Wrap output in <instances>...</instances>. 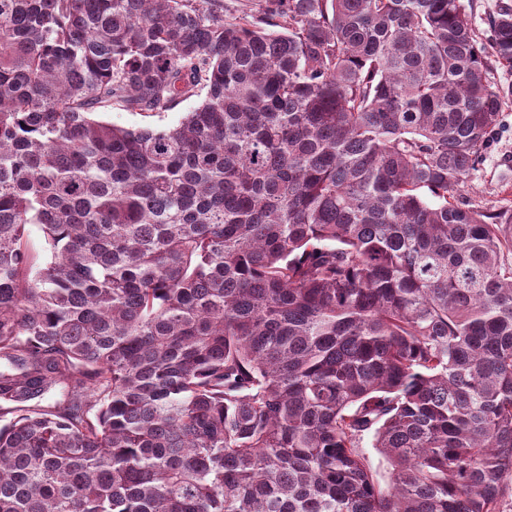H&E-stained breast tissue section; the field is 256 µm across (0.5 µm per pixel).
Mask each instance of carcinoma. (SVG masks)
Returning <instances> with one entry per match:
<instances>
[{"instance_id": "1", "label": "carcinoma", "mask_w": 512, "mask_h": 512, "mask_svg": "<svg viewBox=\"0 0 512 512\" xmlns=\"http://www.w3.org/2000/svg\"><path fill=\"white\" fill-rule=\"evenodd\" d=\"M496 66L504 2L0 0V512H501ZM500 0H464L468 11L471 12L474 25L481 37H484L487 30V17L494 11ZM203 96L204 91L201 92V96H194L183 101L172 111L166 112L160 117L140 112H129L119 106H114L112 110L100 114V118L104 121L129 129H137L146 126L153 128L173 127L178 125L186 113L193 109ZM460 194L487 210L512 209V104L502 112V124L483 161L470 172ZM372 437L366 436L363 442V453L368 461L374 478L381 485L385 486L390 482L391 467L385 458L372 446Z\"/></svg>"}]
</instances>
